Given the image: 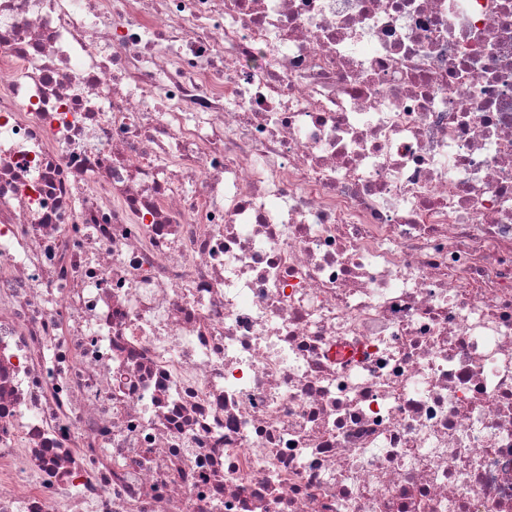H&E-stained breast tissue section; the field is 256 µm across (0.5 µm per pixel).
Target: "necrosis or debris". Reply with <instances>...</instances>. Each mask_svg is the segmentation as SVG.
<instances>
[{"instance_id": "obj_1", "label": "necrosis or debris", "mask_w": 512, "mask_h": 512, "mask_svg": "<svg viewBox=\"0 0 512 512\" xmlns=\"http://www.w3.org/2000/svg\"><path fill=\"white\" fill-rule=\"evenodd\" d=\"M0 512H512V0H0Z\"/></svg>"}]
</instances>
